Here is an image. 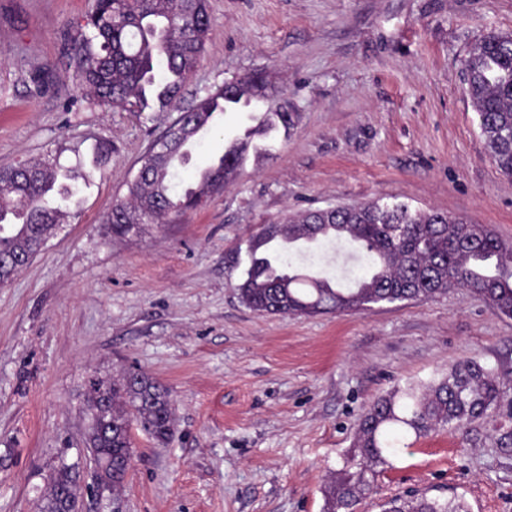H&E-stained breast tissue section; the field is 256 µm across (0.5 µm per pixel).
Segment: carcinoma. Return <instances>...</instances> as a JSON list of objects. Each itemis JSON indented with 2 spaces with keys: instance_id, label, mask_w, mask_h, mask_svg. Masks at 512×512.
Listing matches in <instances>:
<instances>
[{
  "instance_id": "1",
  "label": "carcinoma",
  "mask_w": 512,
  "mask_h": 512,
  "mask_svg": "<svg viewBox=\"0 0 512 512\" xmlns=\"http://www.w3.org/2000/svg\"><path fill=\"white\" fill-rule=\"evenodd\" d=\"M211 28L208 0H91L86 23L71 35V60L79 83L102 109L178 111L176 120L141 157L127 183V199L104 219L112 235L126 236L141 224H163L172 213L206 204L224 189V178L240 175L248 143L235 141L208 165L211 179L176 181L175 158L198 143V130L213 128L216 107L254 105V131L280 125L289 133L299 113L267 108L268 75L254 71L229 89L218 86L186 110L182 88L204 51ZM464 83L479 117L484 143L502 174L512 178V32H490L464 59ZM57 159L0 167V283L11 281L57 233L82 199L76 186L57 184ZM21 224L4 223V213ZM279 238L345 240L358 246L365 274L345 288L335 277L297 272L266 247ZM249 265L234 288L249 308L274 315H313L364 310L375 304L433 299L451 289L481 296L499 317L512 318V245L482 224L437 210H413L404 202L370 201L308 211L263 225L249 241ZM498 260L505 276L477 275L480 260ZM86 445L112 468V493L122 491L131 463L130 426L137 422L157 443L173 433L168 392L151 377L124 372L95 379L85 409ZM512 419V370L476 359L458 361L426 385L411 384L373 401L361 415L353 448L324 491L323 512H357L375 491L377 468L407 447L406 434L420 438L437 428L465 435L495 418ZM495 448L512 456V427L495 428ZM76 488L73 467L62 465L49 478L42 512H66L57 490ZM382 512H468L457 497H394Z\"/></svg>"
}]
</instances>
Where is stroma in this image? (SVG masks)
I'll return each instance as SVG.
<instances>
[{"label":"stroma","mask_w":512,"mask_h":512,"mask_svg":"<svg viewBox=\"0 0 512 512\" xmlns=\"http://www.w3.org/2000/svg\"><path fill=\"white\" fill-rule=\"evenodd\" d=\"M208 40L180 105L267 70L290 134L257 139L198 211L115 238L104 222L170 112L104 110L68 64L88 0H0V166L58 158L92 179L61 231L0 287V512H41L48 476H79L82 512H322L323 489L374 399L475 358L512 367V319L471 292L335 315H270L235 288L261 225L399 200L486 225L512 244V180L488 153L462 63L512 31V0H209ZM51 69L35 92L30 77ZM247 124L229 112L180 170L191 179ZM111 151L102 163L100 146ZM123 369L175 409L158 444L131 426L121 494L98 491L88 382ZM358 512L392 496H458L512 512V456L488 429H440L391 457Z\"/></svg>","instance_id":"35a3bbf8"}]
</instances>
